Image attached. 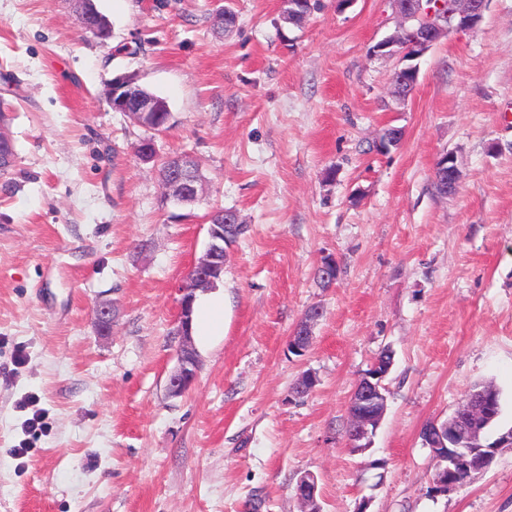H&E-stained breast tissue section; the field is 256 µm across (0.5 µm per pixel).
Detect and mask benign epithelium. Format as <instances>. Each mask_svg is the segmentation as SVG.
<instances>
[{
  "label": "benign epithelium",
  "mask_w": 512,
  "mask_h": 512,
  "mask_svg": "<svg viewBox=\"0 0 512 512\" xmlns=\"http://www.w3.org/2000/svg\"><path fill=\"white\" fill-rule=\"evenodd\" d=\"M398 18L396 32L372 47L376 55L398 58L392 80L399 86L413 88L418 75L409 61L421 57L434 44L451 31L469 30L482 19L488 0H392ZM106 98L116 112H122L134 122L152 128L154 116L165 110L162 101L140 92L137 79L131 74H118L107 85ZM177 172L161 178L163 199L174 205H187L199 200L204 179L196 160L187 154L174 157ZM435 177L448 185V192L455 191L460 171L452 153H444L436 163ZM209 243L187 271L184 284L179 288L181 298L177 318V335L180 336L178 364L168 382L169 392L178 396L194 384L200 360L193 343L191 315L196 292L213 286L215 276L225 258L224 225L211 224ZM322 317L321 308H310L289 336L288 347L303 352L312 343V328ZM99 332L106 333L112 326V306L100 304L94 312ZM393 366L387 356L375 359L358 382L350 401L349 412L353 429L348 435L350 448L362 453L370 448L371 438L379 427L387 398L384 379ZM467 408L482 415L487 414L489 398L484 392L466 395ZM425 445L430 449L434 463V484L441 492H448L459 485L457 477L472 474L487 467L501 448L512 447V429L488 443L480 440L479 433L465 422L459 411L444 420H433L422 429ZM295 497L304 506V512H322L317 499V480L311 474L300 477L295 486Z\"/></svg>",
  "instance_id": "obj_1"
}]
</instances>
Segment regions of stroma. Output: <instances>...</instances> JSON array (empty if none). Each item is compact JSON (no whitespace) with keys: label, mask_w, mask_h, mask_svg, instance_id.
Instances as JSON below:
<instances>
[{"label":"stroma","mask_w":512,"mask_h":512,"mask_svg":"<svg viewBox=\"0 0 512 512\" xmlns=\"http://www.w3.org/2000/svg\"><path fill=\"white\" fill-rule=\"evenodd\" d=\"M223 3L229 31L213 0H95L102 41L72 0H0V512H300L306 474L322 512H512V448L437 494L420 436L485 384L501 400L489 439L512 428V0L417 59L400 104L396 59L371 53L395 29L390 0H320L299 27L282 0ZM123 72L165 99L170 129L111 109ZM446 152L450 195L434 179ZM184 153L206 190L163 203L159 162ZM221 207L247 227L224 262V334L197 344L174 396L178 288ZM385 349L386 412L356 453L350 398ZM306 373L317 385L293 397ZM435 178L441 179L443 184H448V194L455 191L460 179V171L453 153H444L436 163ZM320 307H311L289 336L288 347L295 352H304L312 343V328L322 317Z\"/></svg>","instance_id":"1"}]
</instances>
